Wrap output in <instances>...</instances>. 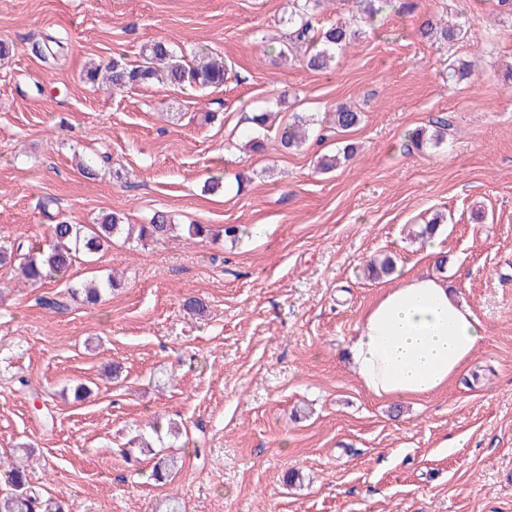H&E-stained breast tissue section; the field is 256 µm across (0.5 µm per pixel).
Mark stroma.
<instances>
[{
  "mask_svg": "<svg viewBox=\"0 0 512 512\" xmlns=\"http://www.w3.org/2000/svg\"><path fill=\"white\" fill-rule=\"evenodd\" d=\"M403 3L320 73L276 52L290 0H0V241H45L51 219L112 211L241 227L235 239L117 237L39 287L0 270V456L32 448L43 494L74 512H512V88L500 79L512 16L491 0ZM446 8L469 39L421 40ZM50 35L62 41L52 67L32 51ZM155 39L222 54L224 85L113 93L86 79ZM452 59L475 61L473 75L448 82ZM340 103L363 117L343 137L323 121ZM269 109L314 115L324 141L283 153L269 131L265 150L247 149L249 115ZM442 116L441 143L416 148L410 132ZM344 140L354 156L318 173ZM84 153L110 160L89 175ZM212 176L223 190H206ZM437 214L430 256L410 232ZM387 256L394 274L368 279ZM423 271L487 336L445 389L376 399L348 346L383 288ZM113 272L121 286L98 305L42 304ZM115 363L121 376L106 377ZM81 383L92 393L77 401ZM172 455L177 471L155 481Z\"/></svg>",
  "mask_w": 512,
  "mask_h": 512,
  "instance_id": "stroma-1",
  "label": "stroma"
}]
</instances>
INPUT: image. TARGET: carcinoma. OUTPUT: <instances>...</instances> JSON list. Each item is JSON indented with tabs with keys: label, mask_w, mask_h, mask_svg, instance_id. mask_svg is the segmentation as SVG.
I'll return each mask as SVG.
<instances>
[{
	"label": "carcinoma",
	"mask_w": 512,
	"mask_h": 512,
	"mask_svg": "<svg viewBox=\"0 0 512 512\" xmlns=\"http://www.w3.org/2000/svg\"><path fill=\"white\" fill-rule=\"evenodd\" d=\"M292 10L288 17L290 33L288 44L279 49V55L288 56L298 48H305L302 63L310 70L325 72L336 62L338 55L362 34V28L338 21L329 25L319 24L317 10L320 0H291ZM360 22L374 27L375 19L390 6V0H357ZM422 38L440 44L454 43L467 37L465 26L456 21L427 19L418 29ZM476 66L471 60H460L448 65V80L461 82L468 79ZM227 70L224 59L203 49L188 53L164 42L154 41L145 45L139 59L129 61L123 54L112 58L107 66L106 89L123 91L135 85L152 81L166 82L182 89L206 90L224 85ZM362 114L347 105H338L332 113L330 125L338 133H347L357 127ZM314 120L294 113L276 136V147L290 151L300 148L309 138L310 125ZM416 147L438 144L442 132L427 133L417 129L411 133ZM355 148L347 144L334 155L324 154L317 158L315 169L329 173L336 169L341 159H350ZM177 225L164 214H156L150 223L134 226L125 223V217L117 212L102 214L94 224H70L60 221L50 227V239L46 243L14 241L0 244V269L16 270L28 282L38 283L68 277L72 267L81 257H88L108 249L113 238L137 235L140 242L160 241L168 238ZM193 238L234 237L238 227L227 225L216 228L208 224H189L184 227ZM116 287L112 277L103 281H91L70 288L74 297L83 295L85 301L97 304L102 297ZM0 471L6 477V489L0 491V512H71L70 505L62 499L51 498L33 486L26 469L13 458L0 462Z\"/></svg>",
	"instance_id": "obj_1"
}]
</instances>
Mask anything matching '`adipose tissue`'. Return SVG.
I'll return each mask as SVG.
<instances>
[{
  "instance_id": "obj_1",
  "label": "adipose tissue",
  "mask_w": 512,
  "mask_h": 512,
  "mask_svg": "<svg viewBox=\"0 0 512 512\" xmlns=\"http://www.w3.org/2000/svg\"><path fill=\"white\" fill-rule=\"evenodd\" d=\"M348 358L379 399L417 398L445 387L487 329L447 282L429 272L401 276L361 317Z\"/></svg>"
}]
</instances>
